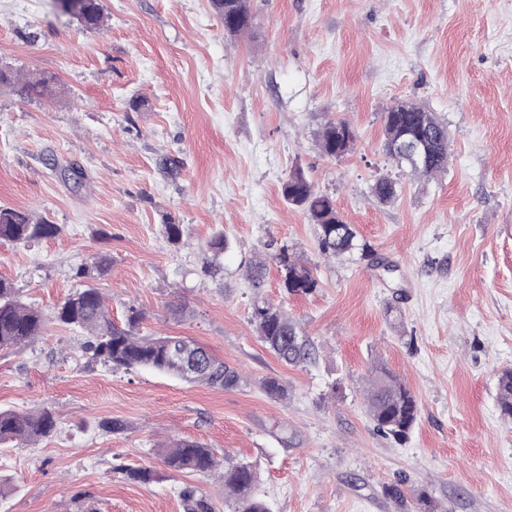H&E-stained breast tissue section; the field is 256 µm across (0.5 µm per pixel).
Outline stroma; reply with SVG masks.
<instances>
[{"mask_svg": "<svg viewBox=\"0 0 512 512\" xmlns=\"http://www.w3.org/2000/svg\"><path fill=\"white\" fill-rule=\"evenodd\" d=\"M250 4L252 29L230 36L209 0H102L97 32L52 0H0V70L55 78L40 97L0 86V207L61 227L0 242V279L49 319L0 350V408L59 418L52 437L0 446V512H185L187 487L227 512L219 473L163 465L180 439L251 465L270 512H398L383 493L398 482L448 512H512V422L496 399L512 368V0ZM397 99L447 122V173L415 177L386 155ZM332 119L357 134L336 160L317 145ZM72 166L81 185L63 176ZM296 167L394 273L320 255L317 226L281 194ZM383 176L400 184L390 204L372 191ZM170 221L187 246L168 243ZM283 246L312 268L314 293L287 294L274 264L251 287L250 263ZM100 256L114 321L140 310L144 332L195 340L241 386L92 361L88 333L52 317ZM258 296L298 323L315 361L292 367L261 343ZM377 361L418 401L401 443L366 411ZM268 378L286 398L265 393ZM107 419L123 430H102ZM130 465L155 480H128Z\"/></svg>", "mask_w": 512, "mask_h": 512, "instance_id": "stroma-1", "label": "stroma"}]
</instances>
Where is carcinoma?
<instances>
[{"mask_svg": "<svg viewBox=\"0 0 512 512\" xmlns=\"http://www.w3.org/2000/svg\"><path fill=\"white\" fill-rule=\"evenodd\" d=\"M214 11L224 21V31L240 35L253 26L254 16L249 0H210ZM77 21L93 30L103 22L101 0H80ZM54 77L40 75L34 79L12 76L0 71L1 84H22L27 91L47 92ZM384 148L391 159H396L395 146L414 140L425 151L424 162L410 167V173L430 178L447 171L448 124L425 105L397 100L388 106L383 116ZM356 136L350 124L342 119L328 121L319 139L322 155L338 159L353 149ZM379 202L389 204L398 196L397 182L390 177L379 178L373 186ZM283 195L288 203L302 210L311 223L318 226V246L325 256H338L362 248V255L372 258L376 266L386 272L392 265L374 257L367 245H359L353 225L346 223L336 208L334 199L316 191L315 185L300 168L290 171L283 183ZM60 233V227L32 212L9 207L0 208V240L29 243L51 238ZM283 287L291 295H308L318 288L313 270L300 262L284 246L277 255ZM266 262L259 259L247 270L252 287H261ZM54 320L60 324L87 330L91 339L85 344L90 359L114 369L148 368L164 372L187 382L217 389H234L241 375L199 343L194 344L197 366L187 373L172 356V346L180 336H153L142 334L144 314L129 309L124 325L112 322V317L100 288L88 284L69 295L58 305ZM258 337L282 362L298 366L315 359L316 351L307 336L300 333L295 323L280 309L262 301H255L252 311ZM45 326L44 315L36 308L20 301L13 284L0 279V349L22 348L40 335ZM364 403L376 430L396 441L406 439L415 426L419 407L417 399L404 381L385 364L371 369L363 390ZM497 402L501 413L512 418V369L502 371L498 378ZM57 429V416L49 409L35 412L0 410V444L32 445L52 436ZM163 463L173 471L211 472L217 466L213 451L195 442L180 440L170 443L162 452ZM224 502L231 512H269L266 503L256 496L255 476L246 463H232L224 467ZM189 512H211L203 498L195 491L182 492Z\"/></svg>", "mask_w": 512, "mask_h": 512, "instance_id": "obj_1", "label": "carcinoma"}]
</instances>
